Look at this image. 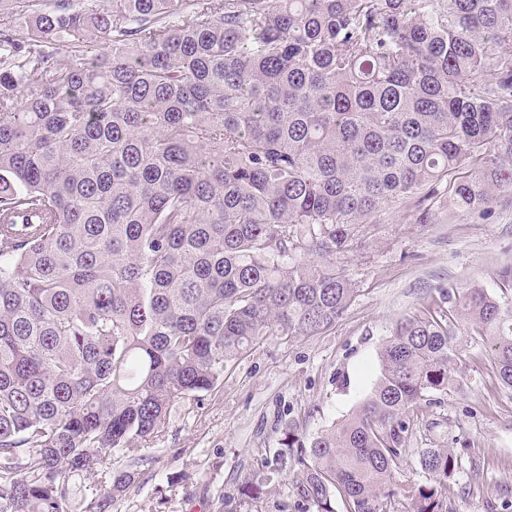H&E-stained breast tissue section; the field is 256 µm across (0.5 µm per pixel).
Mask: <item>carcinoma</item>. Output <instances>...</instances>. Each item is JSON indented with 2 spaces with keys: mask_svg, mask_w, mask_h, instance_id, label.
I'll use <instances>...</instances> for the list:
<instances>
[{
  "mask_svg": "<svg viewBox=\"0 0 512 512\" xmlns=\"http://www.w3.org/2000/svg\"><path fill=\"white\" fill-rule=\"evenodd\" d=\"M511 44L512 0H0V512H105L173 404L342 317L379 211L512 197ZM461 320L512 389V299L438 289L348 417L281 439L317 512H446L461 456L394 476Z\"/></svg>",
  "mask_w": 512,
  "mask_h": 512,
  "instance_id": "1",
  "label": "carcinoma"
}]
</instances>
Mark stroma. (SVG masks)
I'll return each mask as SVG.
<instances>
[{
  "label": "stroma",
  "instance_id": "1",
  "mask_svg": "<svg viewBox=\"0 0 512 512\" xmlns=\"http://www.w3.org/2000/svg\"><path fill=\"white\" fill-rule=\"evenodd\" d=\"M341 265L358 291L336 324L314 336L270 337L225 373L200 408L188 414L173 406L143 462L115 461V471L135 479L107 512H316L300 497L290 460L279 461L260 499L242 486L272 457L289 422L308 438L362 402L380 375L379 348L393 323L438 287L512 297L500 277L512 265V202H498L487 221L439 208L421 224L415 211L383 210ZM458 335L459 383L440 407L420 414L396 483L421 480V449L449 448L476 458L480 476L464 470L450 479L447 512H512V389L499 384L467 325Z\"/></svg>",
  "mask_w": 512,
  "mask_h": 512
}]
</instances>
